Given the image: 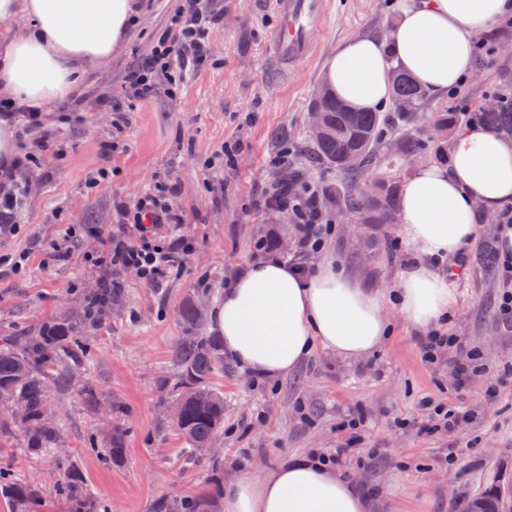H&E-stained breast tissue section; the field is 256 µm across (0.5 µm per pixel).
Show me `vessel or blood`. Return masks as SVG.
Returning a JSON list of instances; mask_svg holds the SVG:
<instances>
[{"label":"vessel or blood","mask_w":512,"mask_h":512,"mask_svg":"<svg viewBox=\"0 0 512 512\" xmlns=\"http://www.w3.org/2000/svg\"><path fill=\"white\" fill-rule=\"evenodd\" d=\"M330 7L331 0H277L268 50L274 68L285 69L312 57L313 34L322 28Z\"/></svg>","instance_id":"vessel-or-blood-1"}]
</instances>
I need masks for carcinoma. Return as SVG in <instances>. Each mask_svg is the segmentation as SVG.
Returning <instances> with one entry per match:
<instances>
[{
    "label": "carcinoma",
    "instance_id": "carcinoma-1",
    "mask_svg": "<svg viewBox=\"0 0 512 512\" xmlns=\"http://www.w3.org/2000/svg\"><path fill=\"white\" fill-rule=\"evenodd\" d=\"M497 107L486 110L476 107L468 112H453L446 108L432 111L429 121L434 127L455 129L462 123L479 122L512 136V79L505 76L493 93ZM405 111H396L397 106ZM430 102L424 89L406 74L393 70L391 105L388 113L347 112L336 97L322 101L329 124L336 130L334 137L312 142V162L328 165L336 171V183L324 189L336 202V208L353 212L365 224H393L398 220V172L403 165L418 157H430L439 163L448 162V149L432 136H421L408 130V125L422 118ZM388 141H396L400 154L380 156ZM348 151L358 155L353 166L342 164L339 157ZM382 165L384 175L378 179L377 193L368 196L359 189L364 172ZM112 303V294L102 290L88 295L80 312L83 320H93ZM184 326L202 329L204 314L193 300H187L179 310ZM86 351L82 337L74 327L55 320L45 321L32 336H0V392L15 407L11 420L0 422V432L15 429L27 439L30 453L42 456L55 454L63 439L61 424L54 418L48 403L51 388L61 390L69 381L74 360ZM219 341L205 336H185L177 344L174 356L181 368L174 387L173 402L181 407V419L176 430L187 445L188 456L208 450L224 426V395L208 384V379L220 362ZM90 451L110 461L124 454L121 432L114 428L109 447ZM63 469L60 479L49 492H43L34 482L0 470V497L8 501L10 512H47L49 500L63 503L65 512H108L104 502L92 496L81 470L59 457ZM509 500V493L493 487L471 499L462 512H499ZM218 505L205 496L173 499L165 512H217Z\"/></svg>",
    "mask_w": 512,
    "mask_h": 512
}]
</instances>
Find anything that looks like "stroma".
I'll return each mask as SVG.
<instances>
[{
  "label": "stroma",
  "instance_id": "1",
  "mask_svg": "<svg viewBox=\"0 0 512 512\" xmlns=\"http://www.w3.org/2000/svg\"><path fill=\"white\" fill-rule=\"evenodd\" d=\"M395 3L332 0L326 27L314 33L317 56L276 79L266 50L275 0H202L221 16L209 33L208 64L187 73L175 91L162 82L153 97L140 99L125 77L150 56L181 4L141 0L124 47L108 64L87 63L74 100L42 106V127L21 138V152L34 151L39 140L48 148L38 152L37 163L19 169V181L28 185L21 231L0 241L2 257L29 254L19 273L0 278V336H27L43 321L65 319L85 337L86 360L73 366L69 388L54 395L52 405L64 424V454L112 512H155L163 498L215 494L208 482L215 470L228 480L260 477L286 459L333 451L347 439L341 422L359 412L365 415L360 440L338 468L369 498L372 512H455L458 503L486 489L512 485V381L488 393L498 373L512 371V329L504 330L499 313L503 296L512 295V278L504 277L499 262L483 258L496 246V226L486 219L465 263H446L457 307L445 332L461 337L486 365L464 391L456 389L454 349L437 364L424 363L423 331L392 311L391 338L377 354L353 362L319 351L288 377L257 380L223 360L210 378L224 395L221 453L185 461V443L166 415L179 375L173 351L188 333L179 307L191 299L213 310L235 273L259 259L255 243L267 233L276 232L282 242L275 255L295 245L292 215L258 204L274 180L268 160L285 143L291 169L304 179L320 185L335 180L333 170L307 161L310 101L337 45L352 35L384 33ZM505 72L512 73V57L495 53L493 62H475L473 77L437 102L457 110L476 107ZM113 96L123 102L120 123L99 105ZM100 170L105 179L89 185ZM166 179L178 187L172 205L182 215L181 229L197 242L184 271L160 288L127 271L99 325L81 324L83 299L98 286L88 254L120 221L121 208H134ZM324 212L335 226L328 249L374 285H390L408 254L397 225L359 223L330 201ZM71 226L79 238L67 258L32 249V239H58ZM88 383L103 401L125 408L118 420L125 448L120 461L88 449L89 435L103 443L111 431L81 397ZM429 398L462 406L466 419L427 433ZM0 468L34 478L46 490L59 477L54 458L31 455L17 434L0 439Z\"/></svg>",
  "mask_w": 512,
  "mask_h": 512
}]
</instances>
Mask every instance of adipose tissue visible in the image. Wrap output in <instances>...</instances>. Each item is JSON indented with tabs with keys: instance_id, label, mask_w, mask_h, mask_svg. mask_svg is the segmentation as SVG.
<instances>
[{
	"instance_id": "adipose-tissue-1",
	"label": "adipose tissue",
	"mask_w": 512,
	"mask_h": 512,
	"mask_svg": "<svg viewBox=\"0 0 512 512\" xmlns=\"http://www.w3.org/2000/svg\"><path fill=\"white\" fill-rule=\"evenodd\" d=\"M137 0H0V22L26 20L0 49V89L13 104L41 107L70 97L87 62L108 63L125 40ZM512 16V0H398L391 40L351 36L324 67L336 97L376 111L391 97V71L441 96L470 75L475 36ZM451 162L416 166L399 190L398 233L413 251L395 282L370 288L333 256L307 274L269 256L246 265L211 313L224 354L249 376L288 375L315 351L346 361L375 354L391 336L396 309L408 323L440 328L457 304L442 269L476 237V213L512 208V138L460 128ZM224 512H369L355 483L322 458L283 461L264 478L224 487Z\"/></svg>"
}]
</instances>
